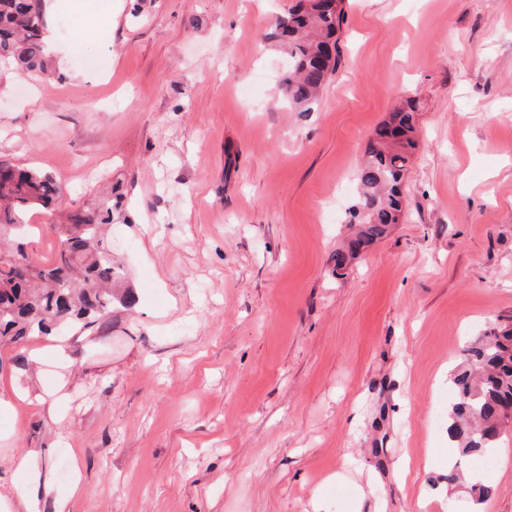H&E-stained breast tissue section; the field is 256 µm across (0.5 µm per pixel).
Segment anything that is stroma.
<instances>
[{
	"mask_svg": "<svg viewBox=\"0 0 512 512\" xmlns=\"http://www.w3.org/2000/svg\"><path fill=\"white\" fill-rule=\"evenodd\" d=\"M294 0H57L51 77L0 70V162L66 207L118 184L134 305L0 347V492L26 512H512V424L459 459L462 348L512 317V0H343L313 111L278 101ZM93 17L101 47L71 43ZM417 101L400 224L342 277L355 172ZM33 262L58 243L43 210ZM29 459L33 469L21 468ZM461 462L464 482L449 484Z\"/></svg>",
	"mask_w": 512,
	"mask_h": 512,
	"instance_id": "stroma-1",
	"label": "stroma"
}]
</instances>
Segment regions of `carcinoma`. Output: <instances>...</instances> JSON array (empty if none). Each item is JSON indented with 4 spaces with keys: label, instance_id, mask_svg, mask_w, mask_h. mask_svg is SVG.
Segmentation results:
<instances>
[{
    "label": "carcinoma",
    "instance_id": "obj_1",
    "mask_svg": "<svg viewBox=\"0 0 512 512\" xmlns=\"http://www.w3.org/2000/svg\"><path fill=\"white\" fill-rule=\"evenodd\" d=\"M324 0H296L279 18L270 38L288 56L280 89L297 112H309L336 71V32L342 0L326 12ZM42 0H0V67L17 65L29 73L47 70ZM416 101L393 108L366 146L357 173L358 203L349 223L358 226L349 248L336 249L334 270L343 276L363 247L383 237L404 216L402 184L417 148ZM66 187L49 173L0 163V345L30 336H53L62 325L94 327L112 308V287L121 269L105 238L122 206L112 188L108 199L66 213L57 225L59 246L48 265L31 262L14 239L34 209H61ZM454 401L448 411V437L460 457L496 447L505 420L500 409L512 403V318L476 338L465 349L454 374Z\"/></svg>",
    "mask_w": 512,
    "mask_h": 512
}]
</instances>
